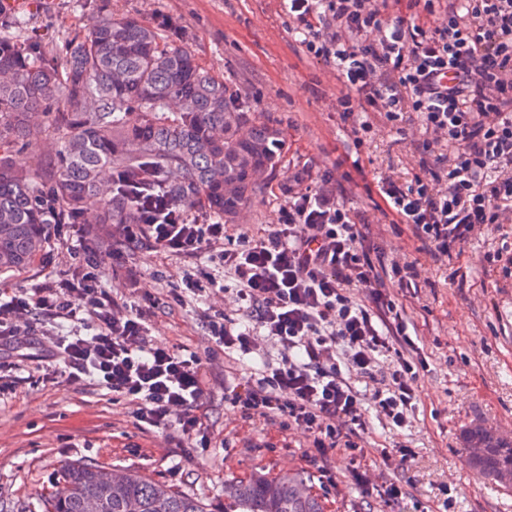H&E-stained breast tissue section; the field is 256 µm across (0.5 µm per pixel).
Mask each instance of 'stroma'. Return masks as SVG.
I'll use <instances>...</instances> for the list:
<instances>
[{"mask_svg":"<svg viewBox=\"0 0 512 512\" xmlns=\"http://www.w3.org/2000/svg\"><path fill=\"white\" fill-rule=\"evenodd\" d=\"M109 7L149 21L176 19L180 46L235 86L257 118L281 129L279 163L257 180L241 226L276 223L296 172L307 167L331 172L347 156L350 127L336 109V75L305 55L299 35L288 30L281 0H110ZM88 14L79 0H41L28 16L29 27L51 39L84 27ZM418 160L410 143L382 126L361 150L362 178L371 182L392 172L409 178L418 173ZM339 199L362 213L372 232L382 233L385 254L374 260L378 271L388 270L392 259L413 256L407 236L386 224L363 189L345 184ZM505 242L512 244V224H492L460 258L423 259L414 287L405 291L427 365L417 381L420 400L404 427L371 418L364 435L368 453L361 461L367 484L353 483L348 461L339 454L328 462L331 479L313 477L327 512H512V490L469 470L459 441L461 430L473 423L512 432V278L483 268L484 254ZM131 265L140 274V291L160 300L150 321L155 342L202 356L211 344L213 311H223L232 323L248 321L224 297L233 281L210 254L168 260L140 247ZM76 275L66 248L53 237L27 267L0 275V294L61 285ZM189 278L216 288V295L185 292L183 301L170 300V292L183 290ZM17 336L18 345L0 349V360L17 365L12 389L0 401V512H21L51 490L58 471L72 461L137 471L204 499L213 512L224 508L227 479L256 470L307 468L303 454L309 441L303 434L243 420L224 396L225 382L242 381L259 361L278 363L277 345H268L256 359L233 354L206 364L203 438L184 448L176 429L141 433L132 405L113 401L100 385L79 386L61 377L41 381L47 352L34 344L26 325H19ZM400 444L413 448L414 458L385 466L384 454ZM383 476L405 481L403 497H380ZM446 486L452 489L448 498L442 493Z\"/></svg>","mask_w":512,"mask_h":512,"instance_id":"stroma-1","label":"stroma"}]
</instances>
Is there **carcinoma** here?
<instances>
[{"mask_svg": "<svg viewBox=\"0 0 512 512\" xmlns=\"http://www.w3.org/2000/svg\"><path fill=\"white\" fill-rule=\"evenodd\" d=\"M92 11L82 33L62 47L37 34L16 31L23 20L0 6V274L28 265L46 243L49 224H140L142 213L112 178L125 185L159 180L175 208L205 211L225 224L255 192L252 172L276 167L281 131L244 111L235 89L201 66L175 41L176 21L115 17L107 4L84 0ZM51 135L54 158L28 170L13 154ZM233 191L224 193V183ZM94 250L120 248L119 235L92 231ZM487 451L468 467L495 480L512 465V441L494 440L475 423L462 433L468 446ZM304 472L255 473L224 482V512H324ZM159 499L168 512H209L202 499L135 472L110 486L99 465L72 462L61 468L51 499L22 512H154Z\"/></svg>", "mask_w": 512, "mask_h": 512, "instance_id": "carcinoma-1", "label": "carcinoma"}]
</instances>
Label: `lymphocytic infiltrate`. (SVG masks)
<instances>
[{
    "label": "lymphocytic infiltrate",
    "instance_id": "obj_1",
    "mask_svg": "<svg viewBox=\"0 0 512 512\" xmlns=\"http://www.w3.org/2000/svg\"><path fill=\"white\" fill-rule=\"evenodd\" d=\"M282 3L307 56L335 71L338 110L354 146L363 148L382 123L410 136L419 152L418 174L384 176L366 190L422 253L447 259L484 226L512 224V0ZM336 185L332 174L298 172L276 224L234 234L165 205L159 187L136 191L147 218L120 226L126 244L148 243L170 259L214 252L253 320L230 326L214 313L206 356L155 343L150 314L158 298L145 293L140 302L118 304L100 288L98 260L80 243L68 247L76 281L0 298V346L15 342L18 322L39 316L87 323L85 336L41 329L39 344L60 364L56 376L96 381L113 399L135 403L140 432L174 427L191 440L203 426L204 358L257 354L274 343L280 363L264 364L233 387L232 406L243 419L307 435L311 462L346 455L354 483L362 484L357 463L366 454L369 418L348 374L373 376L379 357H388L376 411L392 426L407 424L425 362L395 290L411 286L419 272L416 262H395L380 276L371 256L384 247L338 201ZM359 287L367 288V302L354 299Z\"/></svg>",
    "mask_w": 512,
    "mask_h": 512
}]
</instances>
